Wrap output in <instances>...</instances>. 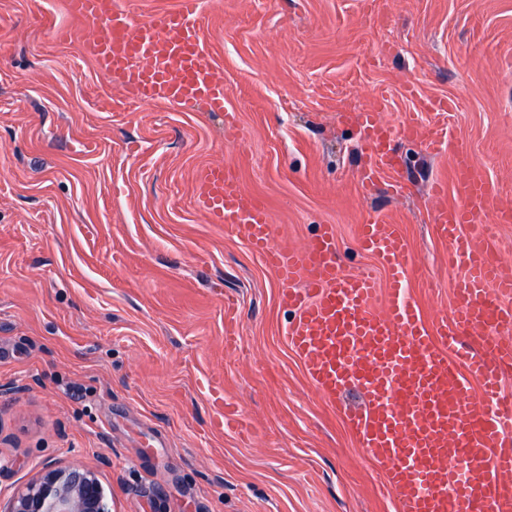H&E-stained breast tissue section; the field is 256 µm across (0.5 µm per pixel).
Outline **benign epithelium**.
I'll return each instance as SVG.
<instances>
[{
    "label": "benign epithelium",
    "instance_id": "1",
    "mask_svg": "<svg viewBox=\"0 0 512 512\" xmlns=\"http://www.w3.org/2000/svg\"><path fill=\"white\" fill-rule=\"evenodd\" d=\"M0 512H110L105 489L90 470L50 468L12 495Z\"/></svg>",
    "mask_w": 512,
    "mask_h": 512
}]
</instances>
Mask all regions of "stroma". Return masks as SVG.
<instances>
[{"label": "stroma", "mask_w": 512, "mask_h": 512, "mask_svg": "<svg viewBox=\"0 0 512 512\" xmlns=\"http://www.w3.org/2000/svg\"><path fill=\"white\" fill-rule=\"evenodd\" d=\"M200 10L246 141L201 106L121 103L65 0H0V498L79 465L111 512H401L289 347L275 274L207 223L195 174L235 167L277 246L335 225L348 272L378 274L358 226L391 217L434 321L453 305L455 274L429 189L449 179L453 144L468 141L512 199V0ZM424 99L452 109L420 111ZM373 110L432 129L439 145L401 141L395 170L366 191L359 128L340 116ZM228 401L248 435L221 427Z\"/></svg>", "instance_id": "1"}]
</instances>
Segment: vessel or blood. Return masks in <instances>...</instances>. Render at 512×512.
I'll list each match as a JSON object with an SVG mask.
<instances>
[{"label":"vessel or blood","mask_w":512,"mask_h":512,"mask_svg":"<svg viewBox=\"0 0 512 512\" xmlns=\"http://www.w3.org/2000/svg\"><path fill=\"white\" fill-rule=\"evenodd\" d=\"M66 6L91 25L88 50L120 81L127 103L186 108L202 101L234 121L224 79L202 51L199 0H178L142 21L116 0ZM354 120L368 187L394 168L397 139L418 138L430 150L437 144L409 122L395 130L373 112ZM195 182L208 222L229 226L275 272L279 303L293 315L286 327L291 350L317 390L338 404L402 512H512V400L501 395L512 369V268L478 223L490 211L495 223L511 224L512 202L498 200L468 145L452 150L451 182L433 184L437 235L460 273L450 316L431 323L409 290L410 245L388 217L358 229L360 248L383 272L378 281L342 269L333 226L301 248L274 246L266 206L242 190L232 168L206 166ZM468 336L478 337V349L465 344ZM476 387L482 400L472 396ZM352 388L360 390V404L345 402Z\"/></svg>","instance_id":"b4317fda"}]
</instances>
